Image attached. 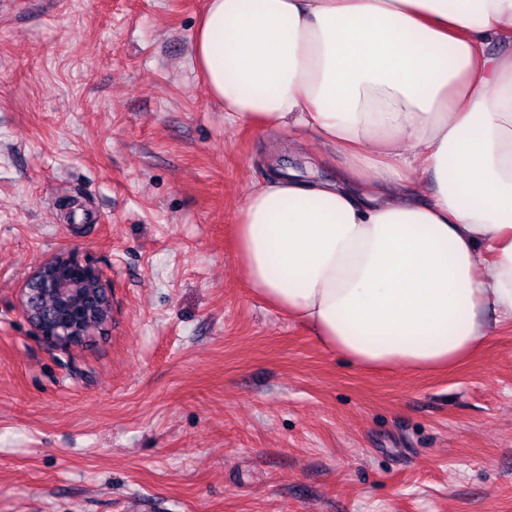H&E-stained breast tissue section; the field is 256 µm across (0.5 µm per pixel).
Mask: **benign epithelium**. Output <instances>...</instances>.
I'll return each instance as SVG.
<instances>
[{
	"label": "benign epithelium",
	"mask_w": 512,
	"mask_h": 512,
	"mask_svg": "<svg viewBox=\"0 0 512 512\" xmlns=\"http://www.w3.org/2000/svg\"><path fill=\"white\" fill-rule=\"evenodd\" d=\"M103 288L112 301V291L103 274L90 262L73 252H60L37 265L27 277L22 289L23 311L37 334L53 345H69L85 340L103 329L110 321L106 317L98 323L78 320L85 306L84 287ZM46 292L65 294L70 315L46 312L38 307L39 297Z\"/></svg>",
	"instance_id": "7a95c632"
}]
</instances>
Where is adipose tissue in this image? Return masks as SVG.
Listing matches in <instances>:
<instances>
[{
	"label": "adipose tissue",
	"mask_w": 512,
	"mask_h": 512,
	"mask_svg": "<svg viewBox=\"0 0 512 512\" xmlns=\"http://www.w3.org/2000/svg\"><path fill=\"white\" fill-rule=\"evenodd\" d=\"M193 64L234 128L335 152L336 178L273 169L242 200L255 298L367 373L512 323V0H207Z\"/></svg>",
	"instance_id": "obj_1"
}]
</instances>
